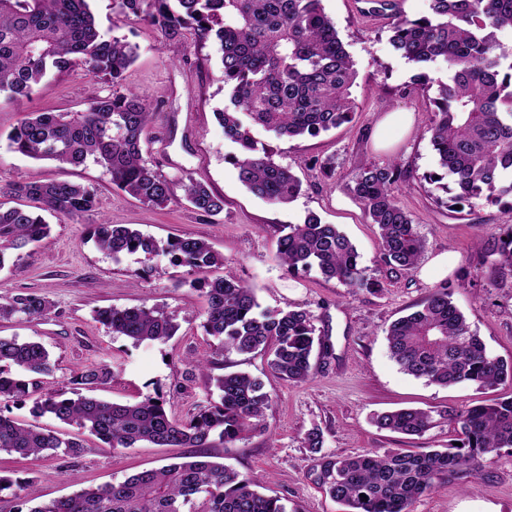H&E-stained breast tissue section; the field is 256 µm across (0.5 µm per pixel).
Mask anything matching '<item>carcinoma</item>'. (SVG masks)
<instances>
[{"mask_svg":"<svg viewBox=\"0 0 512 512\" xmlns=\"http://www.w3.org/2000/svg\"><path fill=\"white\" fill-rule=\"evenodd\" d=\"M389 19L390 43L413 64V85L429 90L430 141L439 170L423 179L443 185L448 210L498 205L512 207V50L498 34L512 31V0H428L427 14L408 16L397 0H372ZM113 9L157 28L164 41L191 35L215 43L224 70V109L216 118L224 138L236 147L229 156L238 180L253 195L275 206L292 203L302 182L273 154L257 147L250 123L278 139L317 136L352 120L358 109L351 89L356 63L327 16L323 0H113ZM137 57L126 39L100 32L89 0H0V92L29 98L46 77L82 68L117 86ZM441 70L447 78L437 76ZM159 113L138 92L93 99L82 112H31L8 134L11 151L36 160L80 166L91 159L111 175L112 185L140 202L162 207L178 198L207 215L224 211L223 197L200 183L163 176L143 159V135ZM406 171L396 161L355 165L343 188L360 205L381 240L379 260L392 273L412 272L425 243L412 215L394 193ZM24 198L36 208L77 221L98 210L97 191L68 181L0 183V199ZM42 215L0 202V269L10 257L21 269V252L49 234ZM97 246L119 259L125 254L163 251L177 266L196 274L193 285L206 300L201 327L217 348L196 362L201 372L224 361V351H264L282 379L301 383L313 373L316 346L313 315L305 309L262 310L247 283L210 273L224 256L190 235L161 245L126 225L99 224ZM492 269L512 272V225L488 239ZM275 258L288 273L316 269L358 291L383 283L367 276L350 238L314 212L300 224L283 226ZM51 305L35 293L0 295V318L44 317ZM96 318L114 336L138 345L164 342L177 331L158 307H107ZM392 359L408 375L449 387L470 383L495 391L512 384V363L491 355L464 314L441 287L387 331ZM55 364L33 340L0 336V403L30 402L32 413L50 415L86 431L99 447L194 448L179 461L132 475L122 482L88 486L27 512H290L282 498L259 492L263 479L207 459L202 448L214 441L233 444L265 429L272 399L246 373L216 378L219 400L185 419L172 416L160 395L116 403L81 394L41 391ZM106 368L77 373L72 384L104 385ZM440 418L453 425L459 445L444 450L379 453L367 450L336 460L327 491L345 512H412V505L448 478L474 482L486 461L512 448V397L442 409L384 412L378 428L423 436ZM0 450L20 456L81 458L79 436L23 423L0 412ZM27 480L0 474V494L20 498Z\"/></svg>","mask_w":512,"mask_h":512,"instance_id":"1","label":"carcinoma"}]
</instances>
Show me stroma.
I'll use <instances>...</instances> for the list:
<instances>
[{
	"label": "stroma",
	"mask_w": 512,
	"mask_h": 512,
	"mask_svg": "<svg viewBox=\"0 0 512 512\" xmlns=\"http://www.w3.org/2000/svg\"><path fill=\"white\" fill-rule=\"evenodd\" d=\"M365 5L366 0H324L357 63L353 94L359 108L352 121L292 141L277 139L257 126L252 129L260 146L303 180L301 194L284 207L249 193L228 159L233 146L215 117L224 106L217 46L189 39L162 44L155 28L113 14L112 0H92L91 10L102 31L127 37L138 47L122 87L148 95L160 113L149 131L147 161L166 177L198 182L223 196V212L207 215L183 200L151 207L113 188L110 174L101 166H61L9 150L7 135L28 112L85 109L92 99L111 95V83L77 69L48 77L28 100L0 94V182H81L95 187L99 197L97 214L81 223L51 219L49 236L24 250L21 273L9 266L0 269V294L34 292L51 304L50 313L41 319H0V336L35 340L49 350L56 364L49 390L69 389L75 372L105 365L113 378L96 389V397L134 403L160 393L169 399L176 417L190 416L218 398L214 383L193 371L194 362L207 357L216 342L201 328L206 302L191 285L192 273L160 252L114 260L98 249L92 232L94 224L104 221L129 226L160 242L179 234L206 240L224 255V274L248 282L262 308L310 310L316 337L329 347L328 356L318 358L314 375L302 383L274 375L266 354L224 355V373L246 372L259 379L272 405L265 414L264 433L213 448L212 453L239 472L264 476L268 494L287 499L296 512H342L325 492L328 470L336 459L367 449L427 452L447 447L456 437L453 428L439 420L422 437L411 439L378 429L374 414L404 407L469 406L483 400V393L468 383L446 388L407 375L389 355L390 324L411 312L436 286H449L491 355L512 361V276L494 273L485 253L491 234L512 224V209L481 205L453 213L444 191L423 181V174L437 168L426 131L428 95L413 87L416 69L392 49L386 20L365 13ZM390 112L411 113L413 125L403 139L381 149L375 143L377 125ZM394 157L416 177L412 185H398L395 193L426 242L420 270L402 274L388 273L380 265L378 229L343 191V179L357 162L382 163ZM327 159L336 166L335 178L319 174L320 163ZM310 212L347 234L362 267L383 282V290L355 293L317 271L291 274L276 262L282 225L300 223ZM448 251L456 255L448 275L422 277V268ZM111 305L163 307L179 329L163 343L133 344L96 321V310ZM314 428L323 435L321 448L315 450L305 443ZM177 454V449L146 443L104 450L92 440L74 474L85 486L119 482ZM66 466L63 458L22 457L0 450V472L28 478L21 500L32 504L71 493V485L57 475ZM412 510L512 512V449L487 461L482 475L470 485L440 481Z\"/></svg>",
	"instance_id": "stroma-1"
}]
</instances>
